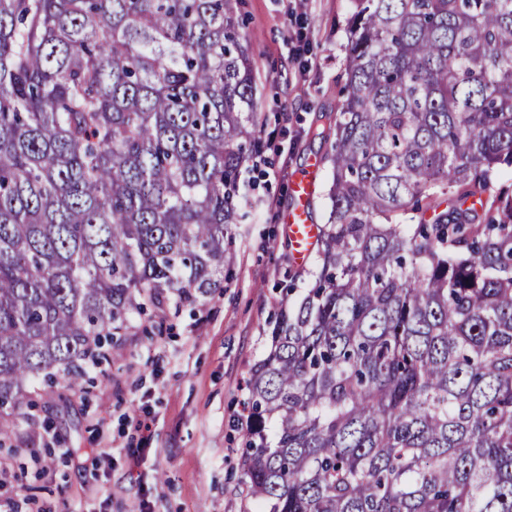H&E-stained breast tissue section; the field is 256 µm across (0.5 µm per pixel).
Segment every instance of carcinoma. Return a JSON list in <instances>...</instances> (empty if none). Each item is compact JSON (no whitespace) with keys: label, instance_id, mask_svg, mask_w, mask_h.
<instances>
[{"label":"carcinoma","instance_id":"carcinoma-1","mask_svg":"<svg viewBox=\"0 0 512 512\" xmlns=\"http://www.w3.org/2000/svg\"><path fill=\"white\" fill-rule=\"evenodd\" d=\"M241 0H0V417L224 283ZM314 281L252 368L258 512H512V0H356Z\"/></svg>","mask_w":512,"mask_h":512}]
</instances>
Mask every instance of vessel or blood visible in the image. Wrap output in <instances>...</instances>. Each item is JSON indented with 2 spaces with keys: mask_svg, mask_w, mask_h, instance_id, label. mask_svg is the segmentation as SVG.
Instances as JSON below:
<instances>
[{
  "mask_svg": "<svg viewBox=\"0 0 512 512\" xmlns=\"http://www.w3.org/2000/svg\"><path fill=\"white\" fill-rule=\"evenodd\" d=\"M318 177L319 166L314 163L294 179L291 186L294 203L281 215L286 235L292 244V259L299 265L309 259L318 236V226L313 223L309 211Z\"/></svg>",
  "mask_w": 512,
  "mask_h": 512,
  "instance_id": "vessel-or-blood-1",
  "label": "vessel or blood"
}]
</instances>
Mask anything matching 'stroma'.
<instances>
[{"mask_svg": "<svg viewBox=\"0 0 512 512\" xmlns=\"http://www.w3.org/2000/svg\"><path fill=\"white\" fill-rule=\"evenodd\" d=\"M352 0H244L260 116L241 180L247 217L234 225L224 286L135 317L112 363L82 387L38 393L0 448V510L24 484L38 512H254L239 461L246 381L270 346L285 285L303 290L280 212L312 161L311 202L327 223L332 166L325 132L342 107Z\"/></svg>", "mask_w": 512, "mask_h": 512, "instance_id": "stroma-1", "label": "stroma"}]
</instances>
